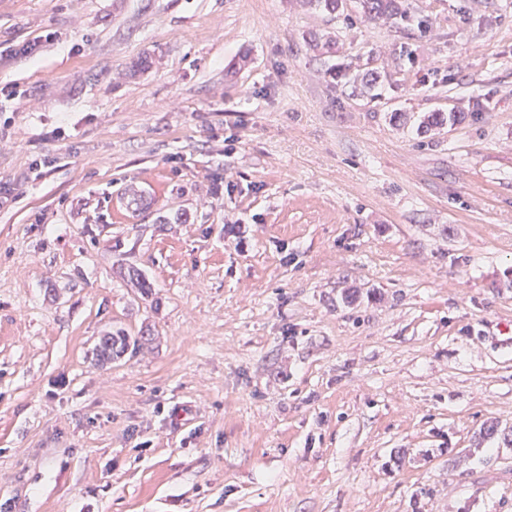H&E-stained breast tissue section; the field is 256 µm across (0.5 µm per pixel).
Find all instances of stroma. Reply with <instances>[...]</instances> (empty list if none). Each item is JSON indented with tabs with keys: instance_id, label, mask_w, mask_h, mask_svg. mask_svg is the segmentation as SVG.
Instances as JSON below:
<instances>
[{
	"instance_id": "35a3bbf8",
	"label": "stroma",
	"mask_w": 512,
	"mask_h": 512,
	"mask_svg": "<svg viewBox=\"0 0 512 512\" xmlns=\"http://www.w3.org/2000/svg\"><path fill=\"white\" fill-rule=\"evenodd\" d=\"M407 2L0 0V512H512V0ZM405 2L406 0H361L360 5L363 16L369 20L386 19L396 26L408 25L416 21L419 32L428 33L431 28L430 20L427 18L415 20ZM155 197V193L146 189L145 186L138 184L130 185L125 192L124 197L119 201L120 209L130 213L138 207L153 204ZM128 349V340L121 332L102 336L96 349V356L100 359H111L124 353Z\"/></svg>"
}]
</instances>
